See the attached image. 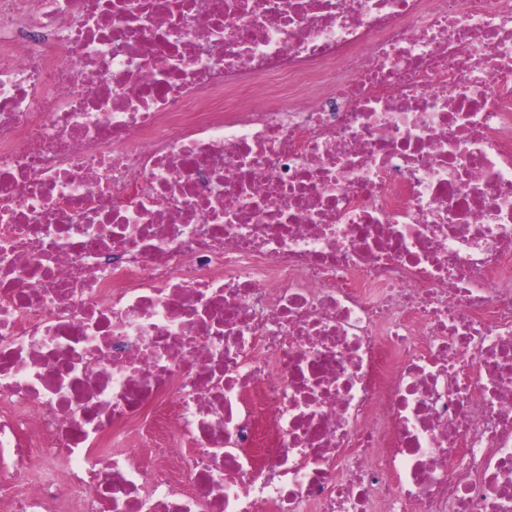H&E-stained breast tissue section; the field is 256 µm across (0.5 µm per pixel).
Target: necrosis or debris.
Returning a JSON list of instances; mask_svg holds the SVG:
<instances>
[{"label": "necrosis or debris", "instance_id": "necrosis-or-debris-1", "mask_svg": "<svg viewBox=\"0 0 512 512\" xmlns=\"http://www.w3.org/2000/svg\"><path fill=\"white\" fill-rule=\"evenodd\" d=\"M0 512H512V0H0Z\"/></svg>", "mask_w": 512, "mask_h": 512}]
</instances>
